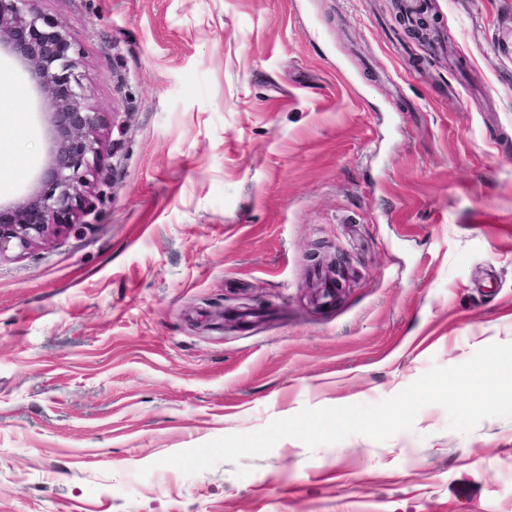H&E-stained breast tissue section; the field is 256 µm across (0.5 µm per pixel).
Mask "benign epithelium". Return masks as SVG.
<instances>
[{
  "instance_id": "7a95c632",
  "label": "benign epithelium",
  "mask_w": 512,
  "mask_h": 512,
  "mask_svg": "<svg viewBox=\"0 0 512 512\" xmlns=\"http://www.w3.org/2000/svg\"><path fill=\"white\" fill-rule=\"evenodd\" d=\"M37 2L0 0V50L28 71L52 140L36 185L0 205V257L12 246L28 249L74 223L84 211L87 174L105 168L100 131L106 118L88 103L75 41L62 23L39 11Z\"/></svg>"
}]
</instances>
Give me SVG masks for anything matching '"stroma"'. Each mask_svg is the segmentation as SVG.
Instances as JSON below:
<instances>
[{
	"label": "stroma",
	"mask_w": 512,
	"mask_h": 512,
	"mask_svg": "<svg viewBox=\"0 0 512 512\" xmlns=\"http://www.w3.org/2000/svg\"><path fill=\"white\" fill-rule=\"evenodd\" d=\"M393 2L38 0L108 179L0 260V512H512V418L460 433L438 405L384 441L158 464L512 342V0H431L433 48ZM0 77L26 115L0 128L6 205L51 140L4 52ZM313 251L345 260L334 306Z\"/></svg>",
	"instance_id": "obj_1"
}]
</instances>
